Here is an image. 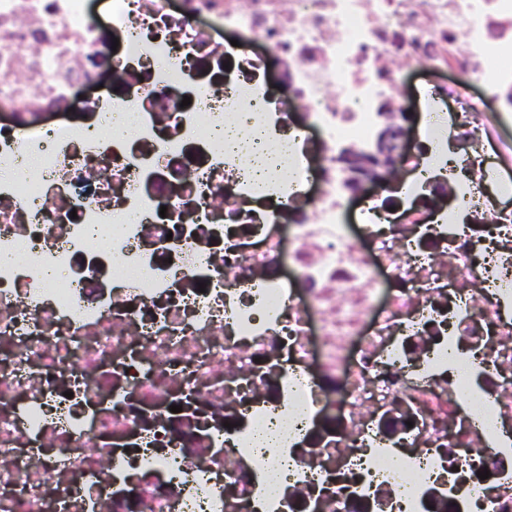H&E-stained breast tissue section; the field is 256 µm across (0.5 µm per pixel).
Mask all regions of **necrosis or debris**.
Returning <instances> with one entry per match:
<instances>
[{"label":"necrosis or debris","instance_id":"4bbe7bcc","mask_svg":"<svg viewBox=\"0 0 512 512\" xmlns=\"http://www.w3.org/2000/svg\"><path fill=\"white\" fill-rule=\"evenodd\" d=\"M457 42L459 113L425 98L403 200L351 219L338 154ZM508 57L512 0H0V512H512V180L468 91L512 105Z\"/></svg>","mask_w":512,"mask_h":512}]
</instances>
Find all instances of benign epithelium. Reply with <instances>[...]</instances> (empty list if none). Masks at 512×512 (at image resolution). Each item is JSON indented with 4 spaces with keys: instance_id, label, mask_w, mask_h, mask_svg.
<instances>
[{
    "instance_id": "benign-epithelium-1",
    "label": "benign epithelium",
    "mask_w": 512,
    "mask_h": 512,
    "mask_svg": "<svg viewBox=\"0 0 512 512\" xmlns=\"http://www.w3.org/2000/svg\"><path fill=\"white\" fill-rule=\"evenodd\" d=\"M413 123L412 113L400 112L385 125L377 152L372 158L365 159L354 153L344 156L342 163L358 174L354 183L355 189L361 190L367 185H389L399 181L400 157L405 150Z\"/></svg>"
}]
</instances>
